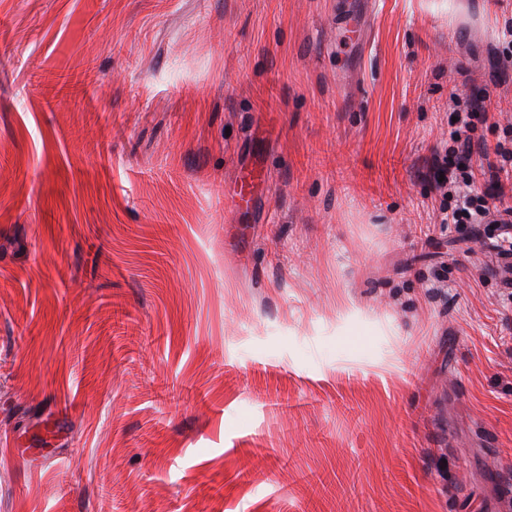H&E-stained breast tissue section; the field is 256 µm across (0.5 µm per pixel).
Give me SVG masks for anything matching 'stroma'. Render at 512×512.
Wrapping results in <instances>:
<instances>
[{
  "instance_id": "obj_1",
  "label": "stroma",
  "mask_w": 512,
  "mask_h": 512,
  "mask_svg": "<svg viewBox=\"0 0 512 512\" xmlns=\"http://www.w3.org/2000/svg\"><path fill=\"white\" fill-rule=\"evenodd\" d=\"M508 31L512 0H0V512H512V261L429 218L449 95L512 123Z\"/></svg>"
}]
</instances>
